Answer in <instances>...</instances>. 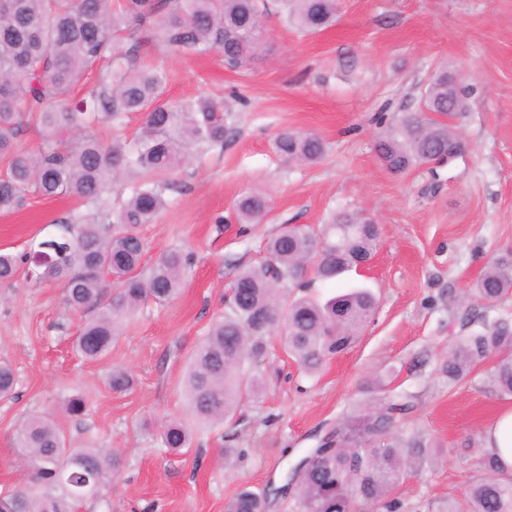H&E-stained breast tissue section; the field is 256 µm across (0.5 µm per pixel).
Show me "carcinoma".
<instances>
[{"instance_id": "carcinoma-1", "label": "carcinoma", "mask_w": 512, "mask_h": 512, "mask_svg": "<svg viewBox=\"0 0 512 512\" xmlns=\"http://www.w3.org/2000/svg\"><path fill=\"white\" fill-rule=\"evenodd\" d=\"M285 19L304 34L334 23L336 0H279ZM267 0H0V213H14L30 197L74 198L77 207L55 221L58 232L35 246L50 257L39 282L61 286L65 305L90 317L74 346L90 362L112 354L127 317L152 300L166 304L183 288L192 254L182 247L160 252L144 274L139 271L146 244L138 229L151 224L170 197L181 193V173L192 159L224 147L230 113L210 95L172 100L168 76L159 65L139 62L140 50L156 39L168 57H195L221 50L224 67L240 70L262 51L257 27ZM448 75L434 77L423 96L428 112L455 109L460 93H448ZM132 114L142 124L130 137L105 143L103 126L123 127ZM33 124L42 142L32 148L18 140ZM403 138L378 143L387 167L402 172L424 161L420 148L442 151L456 134L448 125L409 116ZM283 159L313 164L325 154L314 135L283 131L274 140ZM241 224H259L268 200L259 192L233 205ZM346 214L316 229L283 225L266 243L267 258L239 272L230 284L224 317L215 320L189 357L183 391L191 418L211 428L237 422L246 401L260 398L264 380L244 377L247 362L266 354L265 337L278 329L284 348L304 374L318 373L328 355L351 345L375 314V299L352 288L325 302L288 295L306 288L311 276L332 282L354 269L355 259L378 249L376 234L361 237ZM329 249L316 250L319 237ZM26 255L0 252V283L16 276ZM473 291L484 301L512 294V258L485 267ZM492 385L512 395V323L497 322L458 337L440 367L448 383L467 377L486 359ZM17 384L10 360L0 357V400L13 397ZM114 392L132 388L122 367L112 369ZM367 403L355 408L318 448L297 476L296 512H404L399 488L410 467L434 464L440 449L422 440L407 444L392 432L403 407L390 399L387 385L368 387ZM164 447L173 451L192 442L182 419L160 425ZM18 455L27 481L0 493V512H76L101 496L123 465L111 448H71L46 412L26 416L15 429ZM477 475L462 497L429 505L428 512H512V475L499 460L477 455ZM264 493L241 488L225 512H265Z\"/></svg>"}]
</instances>
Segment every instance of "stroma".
I'll use <instances>...</instances> for the list:
<instances>
[{
	"label": "stroma",
	"mask_w": 512,
	"mask_h": 512,
	"mask_svg": "<svg viewBox=\"0 0 512 512\" xmlns=\"http://www.w3.org/2000/svg\"><path fill=\"white\" fill-rule=\"evenodd\" d=\"M333 26L306 35L282 15L265 17L264 49L247 68L225 70L222 53L162 63L173 99L204 93L233 106L223 147L186 167L187 186L154 223L141 227L150 267L171 246L195 263L180 296L145 303L127 321L109 359L86 362L73 350L81 320L58 284L36 282L27 268L0 286V353L17 376L13 399L0 401V490L23 483L13 434L35 412L52 413L75 448H117L123 468L103 499L79 512H224L242 487L266 492V512H295L289 476L353 406L363 386L383 374L402 440L444 448L439 464L411 471L401 495L409 512L460 495L474 473L485 430L512 397L496 392L479 365L448 383L439 366L455 337L500 320L512 322V295L488 303L472 285L485 266L512 257V0H338ZM448 71L467 108L450 118L461 141L453 159L388 170L377 144L402 118L421 110L433 75ZM284 130L318 135V164L283 162L272 141ZM263 193L269 211L259 224H240L234 200ZM67 200L34 198L0 215V250L23 253L32 237L50 233ZM339 213L378 224L380 242L369 270L336 283L316 282L309 295L372 289L377 310L360 339L312 376L299 372L267 336L261 402L245 403L243 422L196 431L191 447L165 452L151 429L185 415L181 380L187 359L225 311L224 294L242 269L259 264L266 242L285 224L317 226ZM131 371L134 386L116 393L113 367ZM80 394L88 411L66 414ZM239 448L232 464L221 450Z\"/></svg>",
	"instance_id": "stroma-1"
}]
</instances>
